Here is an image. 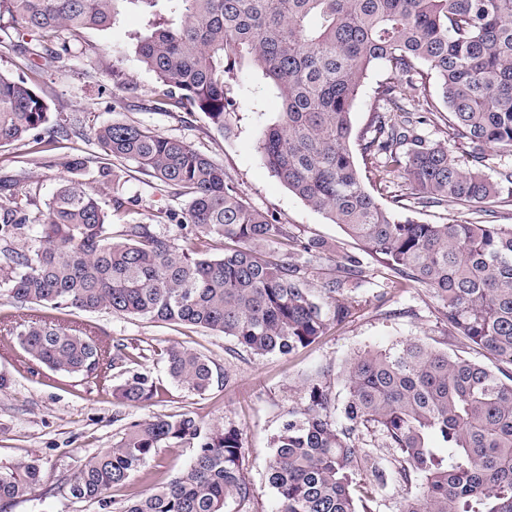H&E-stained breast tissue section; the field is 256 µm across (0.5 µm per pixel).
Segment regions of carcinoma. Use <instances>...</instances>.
<instances>
[{
  "mask_svg": "<svg viewBox=\"0 0 512 512\" xmlns=\"http://www.w3.org/2000/svg\"><path fill=\"white\" fill-rule=\"evenodd\" d=\"M124 3L147 12L150 33L136 53L164 88V104L195 108L222 132L233 111L230 83L246 65L261 72L282 101L260 139L265 164L395 278L427 288L462 345L450 353L409 340L307 379L303 402L272 441L268 483L279 512H373L390 475L415 488L401 512H512V227L397 216L368 190L349 145L362 82L384 65L388 75L358 136L363 164L383 180L404 172L423 207L451 202L478 214L512 196V168L492 179L419 133L436 121L430 74L450 136L471 162L512 150V0H0V21L8 18L14 47L37 70L39 59L77 57L82 32L112 25ZM405 86L421 92L413 113L399 104ZM48 111L36 84L0 71V146L18 144L29 155L57 149L68 132L40 133ZM94 139L104 156L99 181L115 182L110 160L135 162L191 196L185 223L193 232L177 242L149 224L114 227L112 215L130 212L131 201L116 191L104 208L80 179L87 160L74 158L46 211L31 217L17 205L0 213V288L18 308L108 310L193 326L257 356L304 349L350 316L344 291L361 267L357 256L336 255L344 277L311 288L298 258L326 244L295 238L248 206L223 166L141 124H105ZM275 240L288 255L258 249ZM216 241L223 253L208 254ZM10 335L39 366L89 380L122 403L147 405L164 394L146 371L112 384L132 354L89 325L22 314ZM467 349L497 365L470 359ZM160 357L173 381L198 394L211 388L214 370L202 353L171 346ZM335 379L346 389L341 403ZM373 429L392 450L385 464L363 447V432ZM181 445L195 449L192 463L130 497L122 512H224L229 500L251 501L242 430L228 422L205 431L188 411L126 423L112 447L83 460L68 495L108 512L111 492L157 449ZM41 483L35 460L0 465V512Z\"/></svg>",
  "mask_w": 512,
  "mask_h": 512,
  "instance_id": "obj_1",
  "label": "carcinoma"
}]
</instances>
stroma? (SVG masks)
Instances as JSON below:
<instances>
[{"label":"stroma","mask_w":512,"mask_h":512,"mask_svg":"<svg viewBox=\"0 0 512 512\" xmlns=\"http://www.w3.org/2000/svg\"><path fill=\"white\" fill-rule=\"evenodd\" d=\"M147 21L135 6L121 7L111 27L85 32L90 56L60 69L45 70L37 77L10 43L0 44V71L36 78L37 89L49 104V125L62 124L77 132L62 148L35 163L23 157L18 146H0V209L11 206L14 198L26 196L31 212L46 210L67 175L65 161L79 156L89 161L83 182L103 201H110L113 190H120L136 201L132 220L180 238L185 232L182 214L188 196L160 185L130 161L114 162L117 187L96 178L93 158L100 150L93 141L94 130L107 123H139L184 140L221 164L243 200L287 225L291 235L324 241L326 251L303 266L313 287L336 276L337 254L361 255L362 274L345 290L352 315L307 348L286 356H257L231 338L200 329L107 311L73 313L74 321L95 327L102 338L120 339L134 347L136 370L149 371L163 385L161 401L133 407L118 404L90 381L52 373L25 360L16 343L6 339L17 308L6 292L0 291V374L11 381L9 389L0 391V465L35 459L43 473L36 497L17 499L9 512H98L96 506L67 494L65 484L73 472L86 457L111 447L123 421L177 411L196 414L207 428L230 421L241 428L246 448L244 473L254 492L249 512H277L278 499L267 480L272 440L289 408L300 404L304 379L322 366L341 365L358 352L413 338L451 351L457 347L456 338L438 317L435 299L425 288L397 283L389 269L362 255L341 227L307 206L265 164L259 149L261 132L277 120L281 103L258 74L244 69L231 93L235 103L229 115L231 132H219L204 113L190 108L159 110L162 88L135 54L136 38L145 34ZM366 184L383 205H390L392 196H400L404 205L396 213L403 217L429 224L472 217L468 209L452 204L414 205L410 186L402 177L383 186L372 171ZM173 344L195 349L211 361L215 381L209 392L199 395L170 380L159 352ZM193 456V449L186 446L158 449L124 488L114 492V500L123 502L170 479L186 468Z\"/></svg>","instance_id":"stroma-1"}]
</instances>
